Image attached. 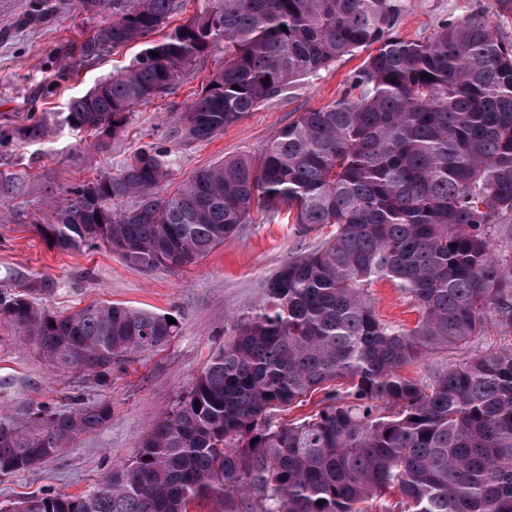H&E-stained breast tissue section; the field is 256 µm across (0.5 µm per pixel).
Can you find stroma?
Here are the masks:
<instances>
[{"label":"stroma","instance_id":"obj_1","mask_svg":"<svg viewBox=\"0 0 512 512\" xmlns=\"http://www.w3.org/2000/svg\"><path fill=\"white\" fill-rule=\"evenodd\" d=\"M53 10L42 16L43 2ZM395 29L405 39L429 37L446 20H460L487 8L489 0H405ZM74 0H0V292L51 279L52 290L37 296L43 308L69 314L91 303H115L176 316L181 331L168 345L125 358L112 367L107 394L112 418L100 429L73 439L33 471L0 475V508L42 492L82 495L118 464L132 459L161 414L192 387L233 323L263 298L266 280L280 266L313 249L328 234L274 220L243 224L209 255L176 271H145L107 247L61 251L36 232L34 218L50 199L100 175L119 173L142 148H162L174 183L228 156L257 155L277 128L295 113L327 106L349 88L365 55L336 61L320 75L291 84L282 95L247 113L224 133L206 141L176 135L165 116L184 107L219 68L221 48L202 57L169 95L134 108L118 137L94 138L63 124L70 99L132 63L137 47L116 49L88 62L80 46L99 23ZM41 123L44 136L21 143L18 130ZM383 322L412 327L418 313L392 282L368 290ZM90 399L99 389L78 371L63 372L45 362L13 328L0 323V409L52 402L65 406L72 390Z\"/></svg>","mask_w":512,"mask_h":512}]
</instances>
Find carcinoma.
<instances>
[{"mask_svg": "<svg viewBox=\"0 0 512 512\" xmlns=\"http://www.w3.org/2000/svg\"><path fill=\"white\" fill-rule=\"evenodd\" d=\"M77 2L112 11L83 42L85 60L142 46L124 73L71 99L63 118L114 138L136 106L169 94L214 47L220 68L173 113L190 140L374 51L351 92L297 113L255 158H224L170 191L164 152L142 149L94 180L95 196L81 184L33 220L61 251L102 243L145 270H177L240 225L281 214L336 231L273 274L129 462L86 494L44 493L5 512H188L209 496L224 499V512H240L239 499L245 512H364L360 504L391 489L400 512H512V262L491 245L496 229L512 230V42L490 19L512 17V0L420 40L392 32L404 0H211L152 42L174 0ZM383 279L418 308L411 329L376 316L367 291ZM51 286L44 278L0 293V321L51 366L98 387L111 384L113 364L179 334L167 315L121 305L59 315L35 302ZM489 326L511 344L422 378L401 374ZM338 379L348 385L332 386ZM321 387L317 413L274 423ZM67 399L64 410L0 413V475L39 467L112 417L106 399Z\"/></svg>", "mask_w": 512, "mask_h": 512, "instance_id": "cac0c4a2", "label": "carcinoma"}]
</instances>
